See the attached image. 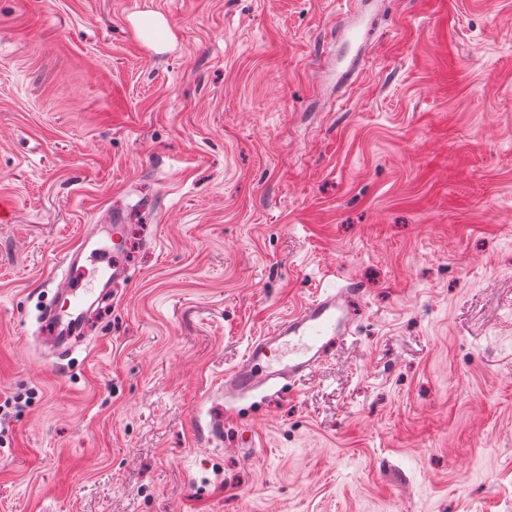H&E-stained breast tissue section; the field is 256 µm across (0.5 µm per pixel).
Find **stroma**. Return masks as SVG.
Instances as JSON below:
<instances>
[{"label":"stroma","instance_id":"obj_1","mask_svg":"<svg viewBox=\"0 0 512 512\" xmlns=\"http://www.w3.org/2000/svg\"><path fill=\"white\" fill-rule=\"evenodd\" d=\"M360 2L0 0V512H512V0H369L329 80ZM114 212L129 278L48 352ZM350 280L354 335L226 417ZM137 30L141 37L150 35L165 36L168 33L164 17L155 12L143 13L137 21ZM83 246L84 241H81L64 254L62 265H66V269L60 279L56 275L57 269H55V266L50 277L51 282L56 283V291L53 302L49 307H52L59 298L66 299L69 306L61 318L56 314H48L47 316L55 323L65 318L72 328H80L83 325L85 310L82 309V305L85 299L94 293L95 283L101 282L111 269L112 273L108 276V280L112 277V282L124 280L128 273L126 267L115 263H112L111 267L107 262L106 265L95 267L89 276H81V267H78V263L83 252ZM75 271L77 272L74 274ZM357 283L326 290L279 320L249 346L244 360L224 375V394L246 395L263 386L315 371L336 343L352 334Z\"/></svg>","mask_w":512,"mask_h":512}]
</instances>
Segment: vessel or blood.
I'll return each instance as SVG.
<instances>
[{
    "label": "vessel or blood",
    "mask_w": 512,
    "mask_h": 512,
    "mask_svg": "<svg viewBox=\"0 0 512 512\" xmlns=\"http://www.w3.org/2000/svg\"><path fill=\"white\" fill-rule=\"evenodd\" d=\"M82 246L68 250L62 263L65 272L56 281V297L68 301L64 317L69 326L84 323L82 305L104 277L119 281L126 267L100 265L89 276L78 274ZM361 293L355 282L322 292L275 323L273 329L254 340L244 360L224 376V393L235 397L281 380H295L315 371L336 343L349 336L357 321L354 299Z\"/></svg>",
    "instance_id": "1"
}]
</instances>
